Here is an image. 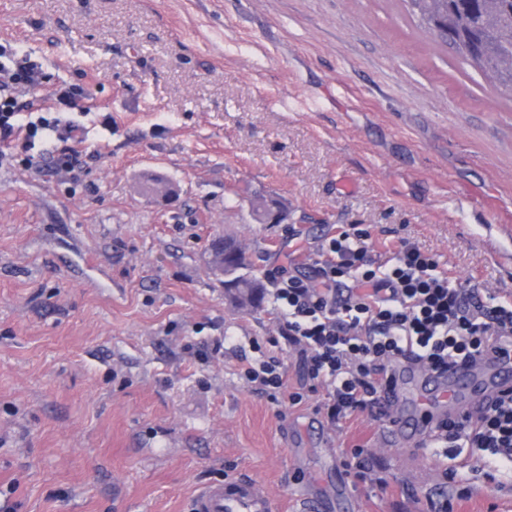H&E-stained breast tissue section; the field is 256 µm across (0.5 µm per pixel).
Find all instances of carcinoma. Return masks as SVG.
Returning a JSON list of instances; mask_svg holds the SVG:
<instances>
[{
	"instance_id": "cac0c4a2",
	"label": "carcinoma",
	"mask_w": 512,
	"mask_h": 512,
	"mask_svg": "<svg viewBox=\"0 0 512 512\" xmlns=\"http://www.w3.org/2000/svg\"><path fill=\"white\" fill-rule=\"evenodd\" d=\"M408 13L434 40L452 49L459 63L477 71L487 84L512 96V0H404ZM251 209L267 220L277 205L271 196L255 195ZM209 267L224 273V289L239 308L259 309L266 286L246 251L234 238L212 242Z\"/></svg>"
}]
</instances>
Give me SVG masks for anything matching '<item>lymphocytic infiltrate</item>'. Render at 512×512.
Segmentation results:
<instances>
[{
    "label": "lymphocytic infiltrate",
    "instance_id": "1",
    "mask_svg": "<svg viewBox=\"0 0 512 512\" xmlns=\"http://www.w3.org/2000/svg\"><path fill=\"white\" fill-rule=\"evenodd\" d=\"M46 75L31 55L0 45V159L42 156L45 135L60 141L51 152L59 169L75 166L73 142L83 127L80 90L61 86L63 111L24 120L11 89H38ZM272 296L282 333L302 372L291 385L283 359L270 356L242 367L240 376L271 403L294 410L325 388L317 411L336 425L364 414L383 419L379 399L403 361L434 371L472 363L495 348L512 356V303L479 296L450 282L436 254L401 240L387 256L375 254L372 233L347 224L325 239L309 273L277 279ZM433 441L487 452L488 465L512 466V389L484 404L477 416L448 419Z\"/></svg>",
    "mask_w": 512,
    "mask_h": 512
}]
</instances>
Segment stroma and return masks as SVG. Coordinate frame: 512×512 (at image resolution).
Here are the masks:
<instances>
[{
	"mask_svg": "<svg viewBox=\"0 0 512 512\" xmlns=\"http://www.w3.org/2000/svg\"><path fill=\"white\" fill-rule=\"evenodd\" d=\"M0 44L47 74L18 104L54 111L66 83L90 109L74 171L0 162V512H190L228 477L275 512H512V468L367 415L329 427L321 389L298 411L252 391L253 342L301 371L272 300L234 307L207 264L229 233L269 282L364 224L512 302L511 98L403 0H0Z\"/></svg>",
	"mask_w": 512,
	"mask_h": 512,
	"instance_id": "35a3bbf8",
	"label": "stroma"
}]
</instances>
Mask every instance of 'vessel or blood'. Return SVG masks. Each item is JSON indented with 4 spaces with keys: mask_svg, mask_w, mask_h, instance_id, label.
<instances>
[{
    "mask_svg": "<svg viewBox=\"0 0 512 512\" xmlns=\"http://www.w3.org/2000/svg\"><path fill=\"white\" fill-rule=\"evenodd\" d=\"M420 378L429 392L420 401V416L399 415L398 406L405 397L402 388H395L383 397L389 412L387 423L394 433L422 432L431 405H440L449 415L456 416L471 410L473 404L487 399L493 391L512 386V358L494 356L474 365L449 367L444 374L424 371ZM273 509L270 496L244 477L205 486L193 502L194 512H273Z\"/></svg>",
    "mask_w": 512,
    "mask_h": 512,
    "instance_id": "vessel-or-blood-1",
    "label": "vessel or blood"
}]
</instances>
